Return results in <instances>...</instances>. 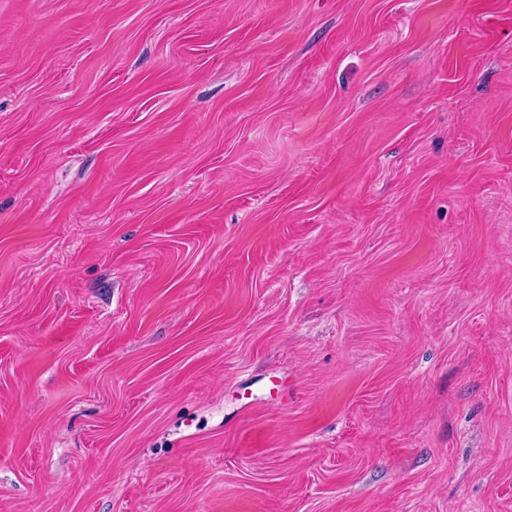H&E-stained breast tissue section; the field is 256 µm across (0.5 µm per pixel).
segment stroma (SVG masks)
<instances>
[{"mask_svg":"<svg viewBox=\"0 0 512 512\" xmlns=\"http://www.w3.org/2000/svg\"><path fill=\"white\" fill-rule=\"evenodd\" d=\"M0 512H512V0H0Z\"/></svg>","mask_w":512,"mask_h":512,"instance_id":"obj_1","label":"stroma"}]
</instances>
